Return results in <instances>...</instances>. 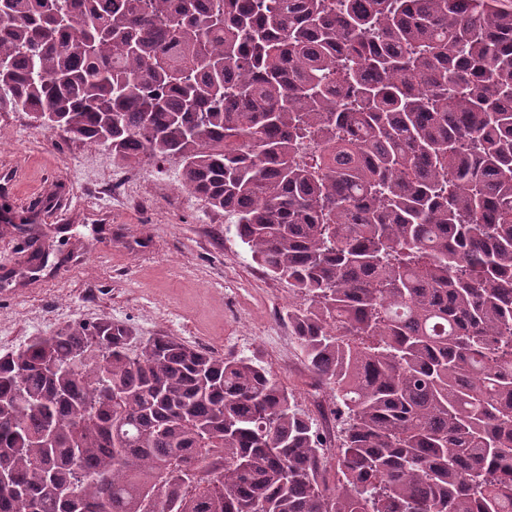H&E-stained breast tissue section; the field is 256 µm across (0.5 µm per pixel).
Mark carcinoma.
Wrapping results in <instances>:
<instances>
[{"label":"carcinoma","mask_w":512,"mask_h":512,"mask_svg":"<svg viewBox=\"0 0 512 512\" xmlns=\"http://www.w3.org/2000/svg\"><path fill=\"white\" fill-rule=\"evenodd\" d=\"M16 109L180 159L343 427L330 477L259 363L79 321L0 356V512H512V6L0 0Z\"/></svg>","instance_id":"carcinoma-1"}]
</instances>
